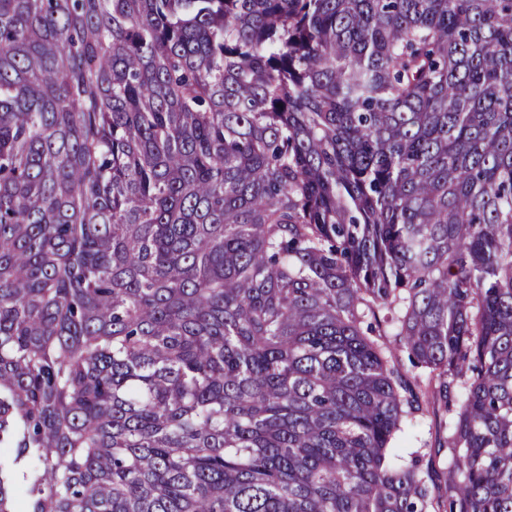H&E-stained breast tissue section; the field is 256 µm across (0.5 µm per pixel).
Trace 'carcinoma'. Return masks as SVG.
<instances>
[{
	"label": "carcinoma",
	"mask_w": 512,
	"mask_h": 512,
	"mask_svg": "<svg viewBox=\"0 0 512 512\" xmlns=\"http://www.w3.org/2000/svg\"><path fill=\"white\" fill-rule=\"evenodd\" d=\"M439 394L512 512V0H0V512H429ZM448 412L443 405L436 406L424 416L417 417L415 426L399 441L400 453L407 459H420L423 468L429 467L433 496L443 499L451 495L444 475L442 461L448 455L444 440L448 436Z\"/></svg>",
	"instance_id": "1"
}]
</instances>
